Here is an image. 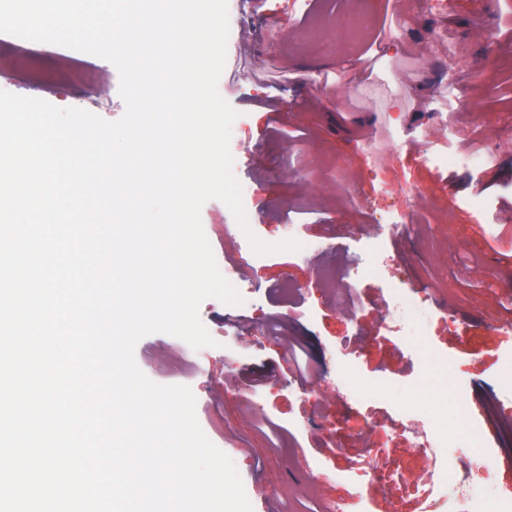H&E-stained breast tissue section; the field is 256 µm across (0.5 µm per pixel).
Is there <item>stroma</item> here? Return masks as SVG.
I'll return each instance as SVG.
<instances>
[{"label":"stroma","mask_w":512,"mask_h":512,"mask_svg":"<svg viewBox=\"0 0 512 512\" xmlns=\"http://www.w3.org/2000/svg\"><path fill=\"white\" fill-rule=\"evenodd\" d=\"M218 90L238 116L233 171L251 232L308 250L256 254L230 209L201 210L217 265L243 302L204 300L215 341L156 333L139 368L189 386L207 438L233 461L253 512H458L399 479L423 471L403 403L445 415L463 384L484 472L454 459L473 498L512 512V0H229ZM38 88L0 90L104 120L125 112L108 60L33 42ZM461 152L480 171L434 158ZM414 310L398 334L391 297ZM349 368L365 392L337 382ZM377 478L367 477L368 465Z\"/></svg>","instance_id":"stroma-1"}]
</instances>
